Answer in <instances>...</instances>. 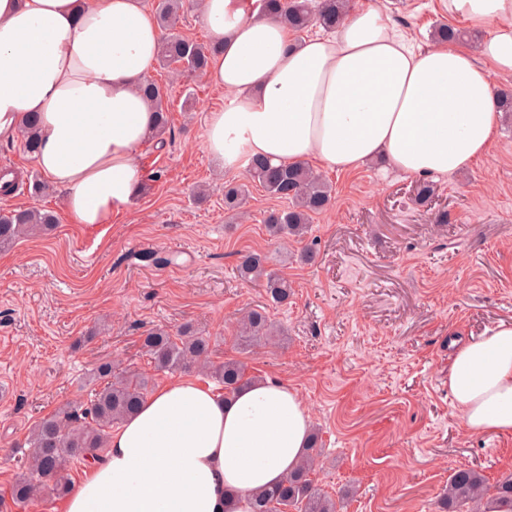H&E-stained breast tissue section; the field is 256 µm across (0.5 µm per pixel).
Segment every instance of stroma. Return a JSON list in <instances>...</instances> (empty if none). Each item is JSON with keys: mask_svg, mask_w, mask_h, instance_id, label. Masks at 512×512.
Wrapping results in <instances>:
<instances>
[{"mask_svg": "<svg viewBox=\"0 0 512 512\" xmlns=\"http://www.w3.org/2000/svg\"><path fill=\"white\" fill-rule=\"evenodd\" d=\"M377 6L414 46L430 45L448 23L440 0H351ZM149 80L168 104L162 142L137 154L141 194L110 224L72 223L63 193L31 195L41 173L21 141L0 142V169L19 174L0 210L52 211L48 234L0 250V512H59L52 489L12 499L27 439L40 418L88 400L103 359L161 387L173 377L215 392L196 370H155L140 338L154 327L191 325L213 359L239 358L250 375L296 389L319 428L317 486L344 498V512H438L449 475L482 471L488 483L512 473V434L475 435L448 393L451 343L512 319V127L499 124L489 156L436 177L432 202L414 200L415 177L373 161L326 172L332 205L314 216L304 243L269 239L263 219L280 200L250 186L248 216L231 223L224 185L241 181L207 151L209 112L224 94L205 76L153 66ZM311 247L312 261L299 259ZM269 255L290 281L288 305H269L242 282L239 252ZM156 251L170 264L139 255ZM267 308L284 344L243 348L236 324L248 307Z\"/></svg>", "mask_w": 512, "mask_h": 512, "instance_id": "obj_1", "label": "stroma"}]
</instances>
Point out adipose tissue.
Listing matches in <instances>:
<instances>
[{"label": "adipose tissue", "instance_id": "obj_1", "mask_svg": "<svg viewBox=\"0 0 512 512\" xmlns=\"http://www.w3.org/2000/svg\"><path fill=\"white\" fill-rule=\"evenodd\" d=\"M216 48L206 77L224 93L204 138L225 169L255 157L348 171L380 158L410 176L454 175L488 156L512 76V0H444L479 30L473 50L414 49L374 6L332 37L294 41L258 0H199ZM161 31L141 0H0V142L39 117L33 161L73 223L96 228L142 190L139 148L158 130L141 88ZM448 391L472 434L512 433V320L457 346ZM299 392L263 379L224 398L171 380L116 427L107 458L64 512H251L309 446Z\"/></svg>", "mask_w": 512, "mask_h": 512}]
</instances>
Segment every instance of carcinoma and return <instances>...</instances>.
Instances as JSON below:
<instances>
[{
  "instance_id": "carcinoma-1",
  "label": "carcinoma",
  "mask_w": 512,
  "mask_h": 512,
  "mask_svg": "<svg viewBox=\"0 0 512 512\" xmlns=\"http://www.w3.org/2000/svg\"><path fill=\"white\" fill-rule=\"evenodd\" d=\"M188 0H156L153 16L162 31L156 61L163 67L178 66L189 74L205 72L215 48L195 43L176 32ZM264 16L278 20L288 29L301 33L313 26L334 30L349 10V0H260ZM431 38L451 42L473 43L476 33L442 24L434 28ZM144 92L158 115V129L167 125V107L159 85L147 81ZM496 108L505 120H512V91L500 90L495 97ZM21 139L25 151H38L35 119L23 125ZM250 181L259 184L271 196L287 203L281 210L270 211L264 224L273 239L302 240L313 216L326 211L332 201V187L305 163L273 167L266 160L255 158L247 167ZM243 184L224 187V207L237 215L247 200ZM56 223L54 214L38 208L0 214V249L12 246L24 233L45 234ZM266 255L257 251L238 253L236 270L246 282H260L269 301L286 305L293 295L288 278L267 267ZM279 335L264 308H252L243 317L239 337L244 346L266 341ZM142 349L158 371L196 368L224 385V397L252 382L246 364L227 358L220 364L212 362V349L207 336H199L185 325L172 334L155 328L141 336ZM96 379L104 385L85 403L70 402L58 412L42 418L28 438L27 472L13 486L17 502L32 498L46 483L64 494L68 484L60 472L66 458L84 460L98 458L97 451L106 447L112 425L133 414L147 398L149 380L137 373H114L112 362L101 363ZM319 433L313 432L303 461L278 485L255 492L252 512H340L342 504L321 492L312 474L319 456ZM512 508V475L491 486L485 476L472 468H460L448 478L444 512H491L495 508Z\"/></svg>"
}]
</instances>
